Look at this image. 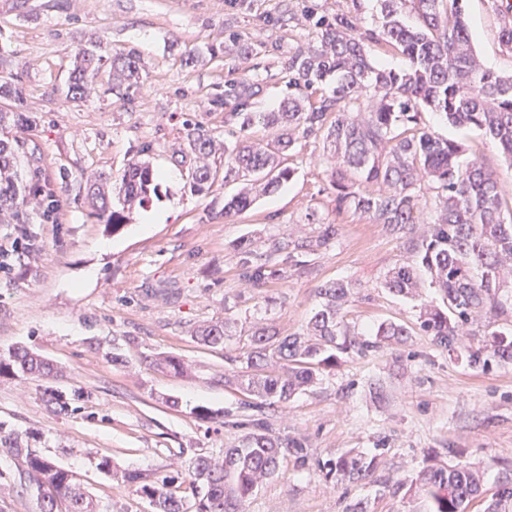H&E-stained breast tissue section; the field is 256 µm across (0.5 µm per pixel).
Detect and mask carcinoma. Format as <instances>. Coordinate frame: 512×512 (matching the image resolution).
<instances>
[{"label":"carcinoma","instance_id":"cac0c4a2","mask_svg":"<svg viewBox=\"0 0 512 512\" xmlns=\"http://www.w3.org/2000/svg\"><path fill=\"white\" fill-rule=\"evenodd\" d=\"M412 12L418 22H406ZM499 43L512 53V3L500 7ZM381 21L374 28L361 18L341 13L319 21L314 46L299 47L288 56V98L275 112H229L224 122L244 130L256 123L272 131L266 142H221L199 125H188L182 153L192 157L191 187L200 192L224 175L237 181L239 191L224 201V216L248 209L257 198L290 180L293 170L283 159L300 138L322 135L323 149L334 163L331 186L336 213L353 211L378 224L402 228L429 225L428 233L412 240L415 261L394 267L384 287L402 297H414L421 287L419 268L443 297L444 308H427L418 315L419 329L448 352L483 368L512 361V339L493 331L478 347L466 341L470 327L512 317V195L503 190L500 175L481 157H464L463 144L420 126L421 110L442 114L455 127L477 129L490 136L512 168V76L483 68L471 46L463 0H380ZM400 54L406 65L388 69L370 61L367 44ZM110 66V90L128 96L140 79L136 53L107 56L102 39L92 36L74 54L65 97L81 100L95 91L103 62ZM0 216L9 224H25L28 215L51 212L54 194L39 182L40 166L19 169L25 153L26 115L19 110L23 89L17 79L0 76ZM146 146L124 171L114 177L96 172L85 179V197L93 214L119 228L155 192L157 177ZM224 161H218V157ZM437 190L434 209L419 186ZM327 224L317 239L288 242L294 251H310L335 237ZM241 265L251 279L265 275L268 258L249 244L240 245ZM319 308L306 330L280 335L271 325H257L249 349L228 361L243 366L225 383L247 395V406L263 413L314 386L325 368L336 364V352L372 348L351 336L342 311L352 287L333 281L318 289ZM228 324L198 327L194 336L210 345L224 344ZM376 336L403 342L410 332L401 324L378 327ZM54 368L27 348L0 357V374L49 376ZM4 443L25 458L22 479L43 491L40 512H100L74 474L52 460L22 448L18 438ZM306 457L299 439L281 440L262 423L224 449V457L198 456L188 468L193 500L176 495L166 477L153 479L136 471L116 472L104 459L99 468L150 500L155 512H240L242 503L273 477L283 460ZM377 458L349 453L327 464V474L355 483L376 470ZM408 493L423 497L429 512H466L482 497L484 471L467 462L425 466L410 481ZM485 512H512V469L498 479Z\"/></svg>","mask_w":512,"mask_h":512}]
</instances>
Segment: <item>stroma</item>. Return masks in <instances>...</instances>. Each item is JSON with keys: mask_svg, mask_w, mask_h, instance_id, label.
<instances>
[{"mask_svg": "<svg viewBox=\"0 0 512 512\" xmlns=\"http://www.w3.org/2000/svg\"><path fill=\"white\" fill-rule=\"evenodd\" d=\"M472 44L487 68L512 72L502 50L492 0H464ZM378 0H0V74L22 81L31 120L27 149L38 158L58 205L50 221L0 224V355L27 348L49 360V377H0V433L74 471L102 512H154L136 487L98 467L177 475V492L192 494L187 470L196 456L219 457L252 428L256 412L225 386L230 359L249 346L255 324L288 335L304 329L325 283H350L345 309L351 330L374 340L378 325L406 326L405 342H384L339 355L311 389L262 416L270 433L303 440L305 460L284 459L243 512H344L369 499L374 512H424L419 498L394 494L426 459L469 462L485 471L487 488L512 467V362L482 371L417 333L418 302L383 286L386 273L411 258L410 236L350 212L337 213L322 138L300 139L286 160L293 178L248 210L225 217L236 184L216 181L192 192L189 162L176 148L187 124L224 134L228 112H269L288 96V57L316 42V22L339 12L379 23ZM237 34L252 54L224 51ZM109 53L136 51L143 85L118 99L108 72L83 100L61 90L70 61L89 36ZM206 51L188 65L186 50ZM247 81V96L232 86ZM422 123L462 141L483 157L512 193V169L484 133L450 126L435 112ZM153 150L158 195L149 210L167 214L151 232L135 224L107 230L87 206L85 176L121 174L143 146ZM315 209L318 223L305 221ZM336 238L308 252L271 253L290 236ZM271 254L265 279L249 282L239 246ZM216 321L231 325L221 346L192 336ZM174 356L177 375L160 365ZM60 398L48 401L49 394ZM210 418L198 415L199 409ZM356 450L376 457L369 479L329 482L320 466ZM22 459L0 451V512H39L36 490H22Z\"/></svg>", "mask_w": 512, "mask_h": 512, "instance_id": "stroma-1", "label": "stroma"}]
</instances>
